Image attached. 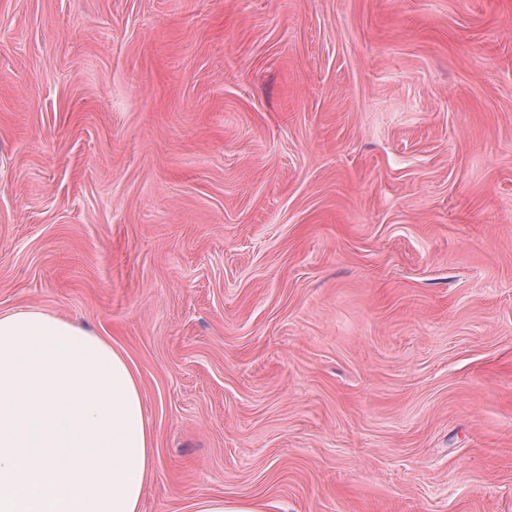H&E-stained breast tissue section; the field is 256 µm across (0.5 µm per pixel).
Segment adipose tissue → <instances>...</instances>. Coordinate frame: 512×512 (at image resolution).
Segmentation results:
<instances>
[{
    "label": "adipose tissue",
    "instance_id": "adipose-tissue-1",
    "mask_svg": "<svg viewBox=\"0 0 512 512\" xmlns=\"http://www.w3.org/2000/svg\"><path fill=\"white\" fill-rule=\"evenodd\" d=\"M156 465L123 350L43 310L0 314V512H141Z\"/></svg>",
    "mask_w": 512,
    "mask_h": 512
}]
</instances>
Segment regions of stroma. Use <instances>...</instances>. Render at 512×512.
<instances>
[{
  "label": "stroma",
  "mask_w": 512,
  "mask_h": 512,
  "mask_svg": "<svg viewBox=\"0 0 512 512\" xmlns=\"http://www.w3.org/2000/svg\"><path fill=\"white\" fill-rule=\"evenodd\" d=\"M134 364L141 512H512V0H0V313ZM193 508V512H262L256 502L228 501L216 496H200Z\"/></svg>",
  "instance_id": "obj_1"
}]
</instances>
